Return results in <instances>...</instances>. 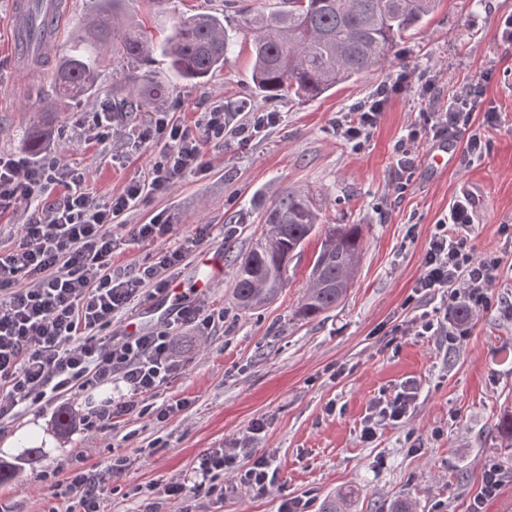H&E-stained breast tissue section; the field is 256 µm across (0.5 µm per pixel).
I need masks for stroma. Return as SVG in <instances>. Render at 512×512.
Instances as JSON below:
<instances>
[{
	"instance_id": "1",
	"label": "stroma",
	"mask_w": 512,
	"mask_h": 512,
	"mask_svg": "<svg viewBox=\"0 0 512 512\" xmlns=\"http://www.w3.org/2000/svg\"><path fill=\"white\" fill-rule=\"evenodd\" d=\"M69 2L55 53L32 70L15 42L14 0H0L2 155L21 153L26 132L54 96L51 74L59 57L93 13L95 0ZM279 3L238 0L232 8L224 0H170L161 9L153 0H126L124 11L155 39L170 33L174 16L191 9L223 17L237 41L223 70L197 83L172 81L166 61L156 60L157 79L172 84L166 100L172 121L191 125L209 107L234 110L244 101L251 111L280 113L281 120L239 148L204 145V171L178 179L169 192L120 218L128 225L160 219L180 237L200 224L213 227L172 280L184 285L176 307L194 306L201 295L222 320L208 329L176 326L181 367L152 398L156 406L184 401L185 410L163 423L135 413L113 419L106 433L75 426L63 436L54 431L53 411L0 421V457L15 459L31 433L44 448L14 481L0 484V512H64L76 505L61 474L83 463L123 465L111 484L108 512H150L165 483L183 478L204 450L246 435L260 418L267 427L252 452L273 460L269 491L257 496L220 475L210 488L187 494L188 512H281L292 498L305 512H318L321 500L339 490L351 491V512H387L397 498L411 499L416 512H470L484 460L512 470V448L498 432L501 416L512 411V320L501 313L512 305V287L498 289L497 309L472 318L461 344L442 336L391 335L412 318L404 301L421 274L433 226L456 195L465 192L474 201L478 251H496L512 263V237L500 232L512 224V45L498 35L512 0H439L370 75L313 100L267 101L249 95L243 13ZM403 72L413 83L390 102L362 151L333 134L336 118ZM430 72L439 77L431 94L443 102L463 84L482 83L485 105L500 112L501 123L487 132L492 149L484 160L469 162L458 143L453 160L437 172L428 160L435 143L423 140L412 185L399 196L392 190L399 175L394 145L417 118L415 78ZM87 115L74 108L53 113L47 151L84 169L89 191L103 200L146 175L159 148L131 138L98 140ZM289 189L308 191L322 222L290 264L282 293L260 310L241 311L229 275L211 276L199 258L217 254L232 264L250 249L275 197ZM335 224L362 227L364 255L353 285L338 308L312 321L297 318L313 257ZM337 367L344 373L335 379ZM407 382L419 395L409 420L383 425L374 441H363L372 401Z\"/></svg>"
}]
</instances>
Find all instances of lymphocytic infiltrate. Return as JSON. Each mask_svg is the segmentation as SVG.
Returning a JSON list of instances; mask_svg holds the SVG:
<instances>
[{"label":"lymphocytic infiltrate","mask_w":512,"mask_h":512,"mask_svg":"<svg viewBox=\"0 0 512 512\" xmlns=\"http://www.w3.org/2000/svg\"><path fill=\"white\" fill-rule=\"evenodd\" d=\"M409 79L405 72L380 86L371 98L337 120L333 133L362 148L386 105ZM279 120L276 112H227L217 105L205 110L198 124L185 127L158 113L152 124L137 133L144 144L162 141L158 160L147 178L129 182L104 202L87 191L84 171L58 156L30 161L0 155V210L30 212L27 223L13 232L9 248L0 249V420L50 403L58 395L89 393L114 381L122 384L123 394L87 402L80 418L85 428L105 432L114 418L136 411L154 414L162 423L184 409L180 400L157 408L148 403L178 368L169 331L126 333L116 342L105 331L147 285L166 289L167 273L199 250L211 227L199 225L174 245L172 225L158 221L131 225L127 231L131 239L153 242L156 249L137 273L127 275L112 270L114 222L149 195L166 193L175 179L204 170L203 143L241 146ZM499 121L498 113L484 109L483 92L476 84L461 87L444 105L425 100L418 121L408 126L396 144L402 176L395 192L401 195L408 190L422 139L464 142L469 159L478 161L490 150L487 130ZM59 184L65 185L66 192L52 199ZM474 239V202L463 193L436 222L423 271L413 287L417 295L441 292L448 298V307L440 317L423 313L411 319L415 335L444 336L457 344L469 334L467 325L456 319L457 311L477 316L496 308L503 260L495 252L477 251ZM417 398L416 387L409 383L392 397L374 400L362 428L363 441H372L379 426L406 422ZM265 427L264 420H255L248 437L206 449L186 480L164 485L165 499L177 502L187 487L203 488L224 471L235 474L240 485L252 492L265 494L273 480L271 460L261 455L248 468L239 465L241 452ZM119 470L115 464L104 472L91 469L68 477L67 485L78 495L83 512H104V493Z\"/></svg>","instance_id":"f902f5d3"}]
</instances>
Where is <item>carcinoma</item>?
<instances>
[{
    "instance_id": "carcinoma-1",
    "label": "carcinoma",
    "mask_w": 512,
    "mask_h": 512,
    "mask_svg": "<svg viewBox=\"0 0 512 512\" xmlns=\"http://www.w3.org/2000/svg\"><path fill=\"white\" fill-rule=\"evenodd\" d=\"M41 0H30L23 37L30 49L40 44L46 17ZM124 0H100L68 54L53 72L59 102L81 106L99 94L98 70L106 59L120 65L129 92L112 97L117 112L160 107L168 88L150 69L155 44L141 27L121 17ZM437 0H283L287 7L258 12L244 20L251 38V93L266 100H310L336 85L366 75L385 60L398 40L433 10ZM235 40L224 20L212 14L182 15L164 41L163 56L182 81H203L224 68ZM48 127L33 128L26 151L41 154ZM320 215L307 194L288 191L269 208L264 228L248 252L231 267L233 298L241 310L273 301L288 281V266L301 253ZM363 253L357 224H336L325 234L296 316L312 320L338 307L352 285ZM351 493L326 496L319 512H349Z\"/></svg>"
}]
</instances>
